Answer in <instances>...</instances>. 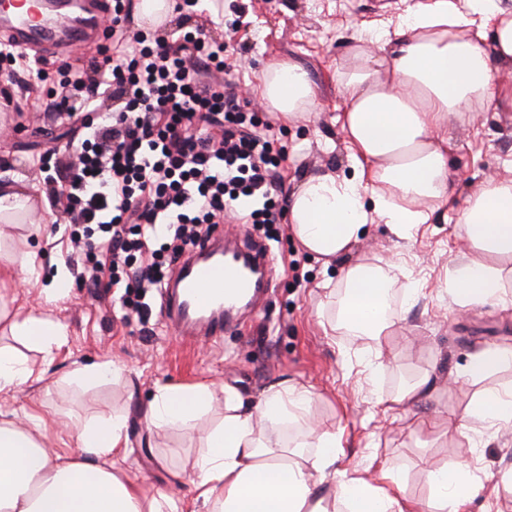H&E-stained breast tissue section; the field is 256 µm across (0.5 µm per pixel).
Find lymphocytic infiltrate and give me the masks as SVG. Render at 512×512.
<instances>
[{"instance_id":"obj_1","label":"lymphocytic infiltrate","mask_w":512,"mask_h":512,"mask_svg":"<svg viewBox=\"0 0 512 512\" xmlns=\"http://www.w3.org/2000/svg\"><path fill=\"white\" fill-rule=\"evenodd\" d=\"M107 45L88 70L64 61L66 79L52 100L56 118L80 113L81 150L63 161L45 151L47 197L70 227L81 282L119 289L136 317L148 291L164 288L189 247L232 219L274 233L284 208L277 197L280 157L268 135L244 131L248 101L201 74L224 69L223 45L202 26L151 45L130 29L114 0ZM111 94L112 117L96 120Z\"/></svg>"}]
</instances>
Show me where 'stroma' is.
Returning <instances> with one entry per match:
<instances>
[{"label":"stroma","mask_w":512,"mask_h":512,"mask_svg":"<svg viewBox=\"0 0 512 512\" xmlns=\"http://www.w3.org/2000/svg\"><path fill=\"white\" fill-rule=\"evenodd\" d=\"M406 6V0H200L192 21L204 24L209 38L223 44L229 79L239 96L250 101L256 130L272 124L273 148L286 154L281 163L282 191L294 190L311 174L351 175L349 151L337 121L346 99L336 81V65L370 29L396 22ZM275 58L292 60L309 73L317 116L286 122L258 98L255 88ZM60 79L53 68L44 83L12 85L21 109L0 111V123L12 131L10 138L0 141V175L30 181L34 161L46 148L75 151L79 131L70 121L48 114L50 93ZM448 142L454 207H464L487 175L512 178V112L488 111L475 122L453 123ZM31 222L42 229L40 237L29 240L41 262V279L38 286H20L18 294L33 307L55 262L65 264L73 275L78 268L71 257L69 229L54 212L38 210ZM254 236L265 240L279 262L272 267L266 300L247 316L243 329L225 332L223 343H181L163 318L159 294L147 295L150 311L141 322L125 318L118 294L103 295L75 282L66 299L51 309L69 329V342L54 361L43 363L34 349L0 335V344L12 346L44 370L46 378L45 383L1 393L0 408L38 407L49 414L80 416L127 413L129 453L123 468L132 478L157 488L167 487L172 472H180L178 487L186 492L204 436L223 418V407L212 409L193 427L155 435L142 424L139 404L159 385L209 380L255 398L272 383L289 379L318 393L314 412L322 429H343L345 445L338 465L353 476H364L367 457L378 455L392 468L403 494L421 499L427 493L430 463L466 464L485 487L467 512H512V490L500 489L495 496L488 492L512 476L511 432L481 428L471 442L452 449L448 437L415 434L409 422L393 419L383 408L419 373L430 372L437 388L430 399L412 407V416L440 410L461 413L479 390L462 376L469 356L493 346L512 349V308L478 304L458 312L438 298L449 264L465 247L453 220L434 214L408 239L395 236L387 225H369L365 237L327 267L291 238L288 224H280L273 239L260 230ZM379 260L400 262L420 283L409 303L391 307L403 315L417 343L410 348L402 336L391 337L393 358L372 373L366 368L373 358L370 341L331 331L334 307L327 304L322 283L328 277L339 278L346 264ZM292 261L297 264L293 271L288 268ZM105 359L123 367L121 378L92 388L69 381L75 368Z\"/></svg>","instance_id":"1"}]
</instances>
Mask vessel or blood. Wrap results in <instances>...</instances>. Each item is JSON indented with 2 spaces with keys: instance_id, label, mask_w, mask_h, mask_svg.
<instances>
[{
  "instance_id": "b4317fda",
  "label": "vessel or blood",
  "mask_w": 512,
  "mask_h": 512,
  "mask_svg": "<svg viewBox=\"0 0 512 512\" xmlns=\"http://www.w3.org/2000/svg\"><path fill=\"white\" fill-rule=\"evenodd\" d=\"M98 28V13L78 4L52 21L29 9L17 11L0 24V35L20 49L37 45L66 56L73 46L87 44ZM270 268L266 248L247 236L218 235L199 244L180 262L166 289V315L175 337L217 340L226 327H241Z\"/></svg>"
}]
</instances>
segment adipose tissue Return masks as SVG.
Listing matches in <instances>:
<instances>
[{
  "label": "adipose tissue",
  "mask_w": 512,
  "mask_h": 512,
  "mask_svg": "<svg viewBox=\"0 0 512 512\" xmlns=\"http://www.w3.org/2000/svg\"><path fill=\"white\" fill-rule=\"evenodd\" d=\"M491 46H484V39ZM512 7L502 0H414L393 28L371 33L336 67L346 96L338 117L350 151L349 178L310 175L286 202L290 233L324 264L343 256L382 223L400 238L452 202L448 168L449 124L482 112H512ZM259 94L291 120L316 107L306 72L292 60L266 68ZM38 208L34 192L0 184V223H27ZM465 249L447 270L444 292L464 310L476 304L512 306V178L490 175L456 213ZM337 320L368 337L377 358L392 350L388 336L400 325L390 314L392 291L412 299L417 284L401 264L360 261L342 269ZM0 330L21 338L52 361L68 343L59 319L0 296ZM43 372L0 346V393L42 381ZM224 399V418L210 428L193 468L190 493L148 489L119 461L128 452V416L100 419L46 417L37 408L0 414V512H465L480 492L468 467L428 472L424 499L402 496L392 472L370 460L366 480L338 468L342 436L319 431L311 387L288 380L254 401L212 382L160 385L139 406L145 425L162 432L184 425ZM512 429V386H484L453 420L459 437L471 423ZM299 440H271L283 426ZM67 434L65 448L48 451L42 437Z\"/></svg>",
  "instance_id": "ef3b65f1"
}]
</instances>
